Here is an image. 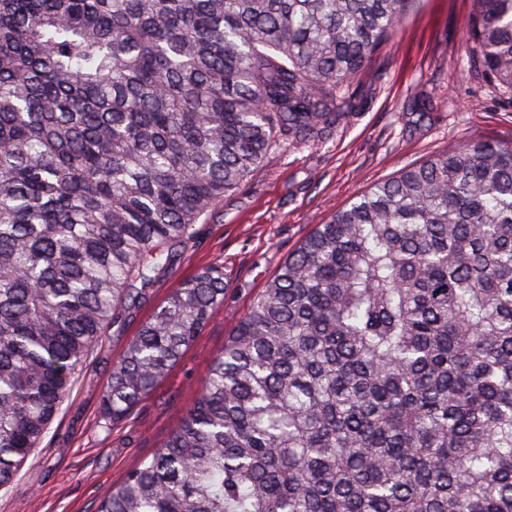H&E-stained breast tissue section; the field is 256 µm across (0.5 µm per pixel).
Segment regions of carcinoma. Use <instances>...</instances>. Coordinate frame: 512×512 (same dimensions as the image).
<instances>
[{
	"instance_id": "obj_1",
	"label": "carcinoma",
	"mask_w": 512,
	"mask_h": 512,
	"mask_svg": "<svg viewBox=\"0 0 512 512\" xmlns=\"http://www.w3.org/2000/svg\"><path fill=\"white\" fill-rule=\"evenodd\" d=\"M416 0H0V488L195 224L303 143ZM512 96V0L464 26ZM224 267L125 344V417L224 304ZM97 512H512V146L450 148L317 224L191 406Z\"/></svg>"
}]
</instances>
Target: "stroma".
Wrapping results in <instances>:
<instances>
[{"mask_svg": "<svg viewBox=\"0 0 512 512\" xmlns=\"http://www.w3.org/2000/svg\"><path fill=\"white\" fill-rule=\"evenodd\" d=\"M473 4L420 0L353 85L352 110L313 141L275 137L260 167L197 224L121 335L88 355L40 447L0 489V512H96L104 490L163 444L230 330L314 225L449 147L512 145V100L471 65L462 36ZM215 264L224 268L223 306L149 395L104 424L101 395L127 339L173 288Z\"/></svg>", "mask_w": 512, "mask_h": 512, "instance_id": "35a3bbf8", "label": "stroma"}]
</instances>
